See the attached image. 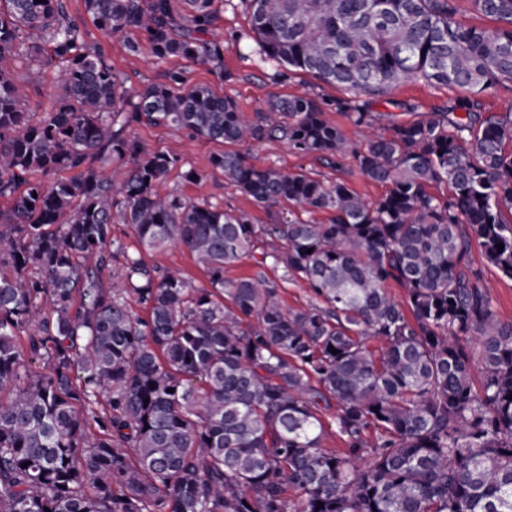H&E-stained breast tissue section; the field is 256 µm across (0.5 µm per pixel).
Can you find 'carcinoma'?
I'll use <instances>...</instances> for the list:
<instances>
[{"label":"carcinoma","mask_w":512,"mask_h":512,"mask_svg":"<svg viewBox=\"0 0 512 512\" xmlns=\"http://www.w3.org/2000/svg\"><path fill=\"white\" fill-rule=\"evenodd\" d=\"M244 2L267 59L353 93L333 105L370 129L360 147L310 93L272 96L248 121L231 97L170 73L132 103L65 0H0V197L13 200L0 212V512H512V323L472 257L476 243L512 280V117L479 114L478 99L512 82V0H471L493 31L456 24L455 0ZM213 4L84 0L126 50L144 36L159 59L219 68L221 43L202 39ZM41 32L63 95L34 123L4 63ZM405 79L470 97L372 130L373 97ZM143 123L284 142L338 172L350 152L391 190L370 206L344 178L215 155L224 180L269 211L252 224L163 192L181 158L146 151L131 135ZM114 163L117 188L104 173ZM65 170L79 174L56 177ZM440 183L451 194L427 191ZM115 224L148 249L187 248L209 287L150 270ZM265 237L281 245L255 274L225 279ZM269 267L305 281L311 303L285 309ZM368 337L386 343L380 356ZM330 399L339 454L321 448Z\"/></svg>","instance_id":"carcinoma-1"}]
</instances>
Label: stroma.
Wrapping results in <instances>:
<instances>
[{
    "mask_svg": "<svg viewBox=\"0 0 512 512\" xmlns=\"http://www.w3.org/2000/svg\"><path fill=\"white\" fill-rule=\"evenodd\" d=\"M66 4L70 15L85 30L87 46L104 54L125 89L132 94L162 82L169 73L177 72L182 75L186 85L208 84L223 91L251 119L268 97L299 94L314 83L312 76L303 71L293 70L287 76H280L275 63L261 60L259 46L249 36L250 16L244 0H215L213 29L223 40L224 68L220 71L178 56L156 58L150 43L145 40L141 41L137 54H129L120 37L110 35L93 24L85 13L84 0H66ZM48 50V43L43 41L34 47L25 46V59L12 65L15 79L31 85L26 107L36 121L42 118V104L60 93L54 67L43 66L38 62L39 56L45 55ZM225 71L231 73V80L222 79L221 74ZM461 95V90L457 88L431 85L418 80L401 81L373 104L375 124L382 128L395 122L412 121L418 113L437 111ZM132 134L150 152L177 145L182 160L167 174L165 186L168 191L244 214L254 224L269 223L270 217L265 208L235 191L225 182L222 172L213 168L211 160L214 155L224 152V143L162 125H138L133 128ZM249 155L256 164L285 172L302 169L324 181L335 180L338 173L314 158L294 153L286 144L278 141L252 144ZM189 169L199 173V180L190 181L185 178L184 173ZM112 236L120 240L129 253L141 256L149 268L160 272L176 269L197 286L207 285L205 271L185 247L174 244L156 250L143 248L133 231L122 224L113 227Z\"/></svg>",
    "mask_w": 512,
    "mask_h": 512,
    "instance_id": "1",
    "label": "stroma"
}]
</instances>
